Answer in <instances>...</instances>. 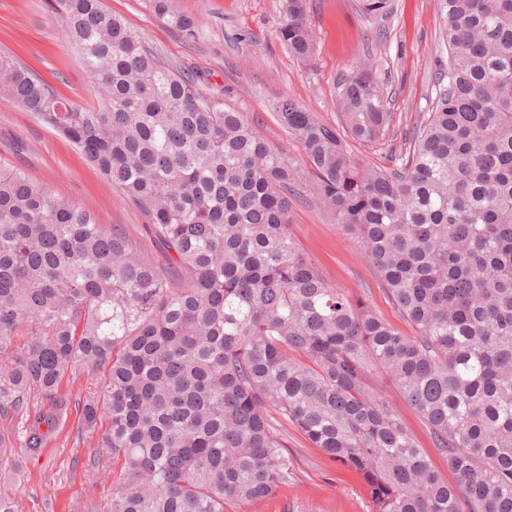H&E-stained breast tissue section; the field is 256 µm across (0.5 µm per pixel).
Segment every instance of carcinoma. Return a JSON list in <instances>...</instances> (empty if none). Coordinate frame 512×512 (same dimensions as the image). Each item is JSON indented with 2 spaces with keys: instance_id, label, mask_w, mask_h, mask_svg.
<instances>
[{
  "instance_id": "cac0c4a2",
  "label": "carcinoma",
  "mask_w": 512,
  "mask_h": 512,
  "mask_svg": "<svg viewBox=\"0 0 512 512\" xmlns=\"http://www.w3.org/2000/svg\"><path fill=\"white\" fill-rule=\"evenodd\" d=\"M187 39L179 0H147ZM448 66L393 168L357 160L391 112L373 59L338 87L331 127L284 100L277 117L311 189L359 239L404 335L351 298L289 232L303 176L224 99L165 61L103 0H54L97 88L79 107L8 51L0 96L68 138L139 211L152 262L19 170L0 171V415L52 408L0 435V464L35 457L66 410L68 368L104 370L84 422L119 477L106 512H237L288 484L282 423L366 477L373 512H512V0H437ZM370 18L390 0H359ZM278 37L309 62L307 0ZM27 344L13 348L18 327ZM391 377L454 482L371 383Z\"/></svg>"
}]
</instances>
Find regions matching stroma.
Here are the masks:
<instances>
[{
	"label": "stroma",
	"mask_w": 512,
	"mask_h": 512,
	"mask_svg": "<svg viewBox=\"0 0 512 512\" xmlns=\"http://www.w3.org/2000/svg\"><path fill=\"white\" fill-rule=\"evenodd\" d=\"M53 0H0V49L15 54L79 105L95 103L94 84L79 54L68 49ZM165 58L193 74L200 88L223 97L271 146L287 148L293 165L309 162L276 116V104L292 99L325 123L339 125L338 83L364 55H371L391 99L389 133L378 145L352 143L365 163L392 167L406 133L431 109L435 80L448 62L437 0H391L384 20L365 16L359 0H308L316 57L305 64L292 56L276 31L283 0H180L182 11L202 25L187 41L149 9L146 0H105ZM0 168L19 169L53 193L68 198L104 225L123 226L154 260L167 257L147 235L139 211L55 129L16 102L0 96ZM289 230L301 251L338 287L362 297L376 314L405 335L414 329L394 308L360 244L343 234L318 198L305 192L294 203ZM101 371L66 370L60 394L67 410L35 458L20 455L18 469L0 470V487L18 500L20 512H82L112 498L118 473L110 459L91 466L99 431L82 425L84 397ZM374 384L400 415L419 445L432 449L431 435L400 390L384 374ZM283 434L294 477L275 496L242 506L241 512H371L363 477L329 460L292 426Z\"/></svg>",
	"instance_id": "1"
}]
</instances>
